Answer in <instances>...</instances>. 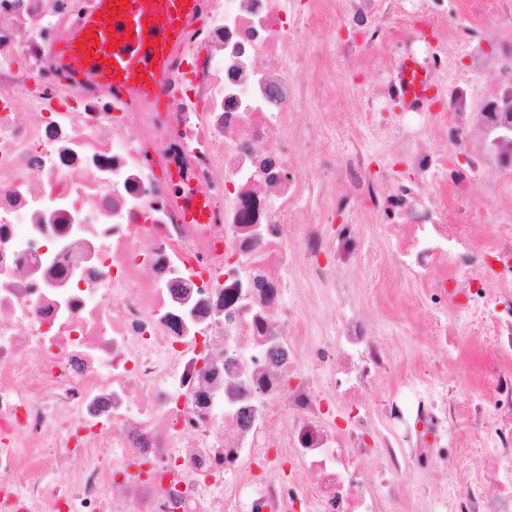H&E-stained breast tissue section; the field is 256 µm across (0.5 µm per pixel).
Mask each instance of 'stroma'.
Here are the masks:
<instances>
[{"label":"stroma","mask_w":512,"mask_h":512,"mask_svg":"<svg viewBox=\"0 0 512 512\" xmlns=\"http://www.w3.org/2000/svg\"><path fill=\"white\" fill-rule=\"evenodd\" d=\"M501 0H448L451 34L431 13H417L410 0H378L377 13L385 22L369 49L353 53L349 60L338 59L336 22L330 17L308 21L304 31L314 51L323 57H336L335 70L321 74L319 87L307 104L316 136L299 141L295 149L306 189L296 202L301 221L320 224L326 236L338 237L343 228H352L356 242L350 255L336 265V277L344 291L339 299L326 295L316 282L304 279L301 267H293L298 290L289 297L304 347L310 348L334 336L337 320L345 305H352L371 322L377 339L389 354L393 370L368 394L370 406L401 394L403 381L421 375L428 389L439 394L448 406V430L443 441L457 468L447 471L438 466L416 469L409 478L401 512H434L437 503L450 499L457 479L479 477L505 479L497 462V436L493 428L506 408L488 398L498 371L512 365L503 354L501 337L493 335L476 319V305L466 291L465 276L445 283L434 279L427 287L400 273L394 265L396 246L380 232L386 218L373 209L369 199H356L348 208L335 206L346 178L348 157L356 152L368 155L371 175L384 191L396 183L407 182L414 173L404 163V149L396 128L406 115L396 99H387L382 108L371 107L372 98L397 69L404 49L416 45L421 37L440 44L448 51L450 69L441 91L432 100L424 121L436 126L439 135L434 145L440 162L431 179L437 188L436 203L448 213L480 204L487 193L483 181L468 184L462 194L451 197L448 178L451 171L476 161L488 173L497 163L486 148L480 129H472L463 145L452 142L455 106L452 93L466 97L465 110L477 114L483 91L482 79L498 71L505 51L512 50V22L486 26L485 17L500 9ZM336 167L335 187H328L323 173ZM447 288L448 302L433 303L439 288ZM446 320L456 327V337L441 346L430 334L433 321ZM485 417L490 427L474 435L472 415Z\"/></svg>","instance_id":"1"}]
</instances>
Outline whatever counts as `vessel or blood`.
Masks as SVG:
<instances>
[{
    "label": "vessel or blood",
    "instance_id": "obj_1",
    "mask_svg": "<svg viewBox=\"0 0 512 512\" xmlns=\"http://www.w3.org/2000/svg\"><path fill=\"white\" fill-rule=\"evenodd\" d=\"M120 3L124 11L115 12ZM194 5L195 0H96L92 14L57 44V60L71 88L98 83L128 105L162 102L173 76L172 52L187 37ZM114 65L120 69L116 77L110 73ZM418 68L417 61L402 60L393 79L397 98L409 107L428 104L436 87Z\"/></svg>",
    "mask_w": 512,
    "mask_h": 512
}]
</instances>
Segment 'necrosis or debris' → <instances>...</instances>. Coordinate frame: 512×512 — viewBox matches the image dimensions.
Instances as JSON below:
<instances>
[{
	"mask_svg": "<svg viewBox=\"0 0 512 512\" xmlns=\"http://www.w3.org/2000/svg\"><path fill=\"white\" fill-rule=\"evenodd\" d=\"M94 7L0 0V512H400L410 463L457 462L369 449L364 393L392 361L367 318L299 357L288 269L305 259L335 293L316 258L348 238L297 218L292 144L314 136V88L288 68L311 58L292 0H197L163 112L68 90L54 44ZM434 134L408 133L415 180L389 194L351 156L346 197L397 215L398 270L467 272L482 297L512 268V226L449 223ZM406 397L383 407L390 424L440 436L422 378ZM340 400L357 425L328 421ZM451 500L512 512V486L463 480Z\"/></svg>",
	"mask_w": 512,
	"mask_h": 512,
	"instance_id": "1",
	"label": "necrosis or debris"
}]
</instances>
